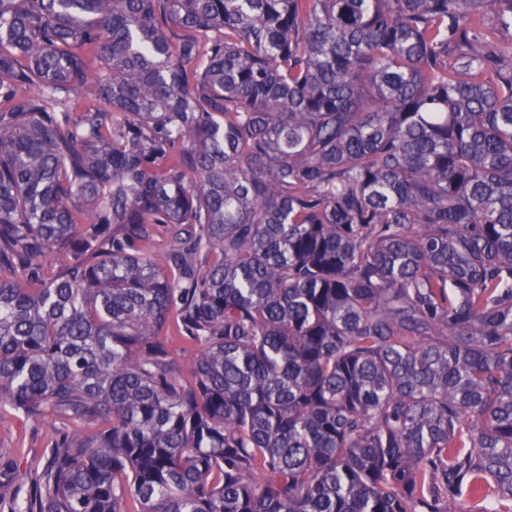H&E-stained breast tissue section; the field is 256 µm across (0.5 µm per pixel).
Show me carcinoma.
Returning a JSON list of instances; mask_svg holds the SVG:
<instances>
[{
  "label": "carcinoma",
  "instance_id": "cac0c4a2",
  "mask_svg": "<svg viewBox=\"0 0 512 512\" xmlns=\"http://www.w3.org/2000/svg\"><path fill=\"white\" fill-rule=\"evenodd\" d=\"M4 411L0 512H512V0H0ZM61 424L50 419L27 420L11 412L0 416L1 458L13 459L19 471H11L12 478L0 488L1 498L22 497L31 481V469L43 458Z\"/></svg>",
  "mask_w": 512,
  "mask_h": 512
}]
</instances>
